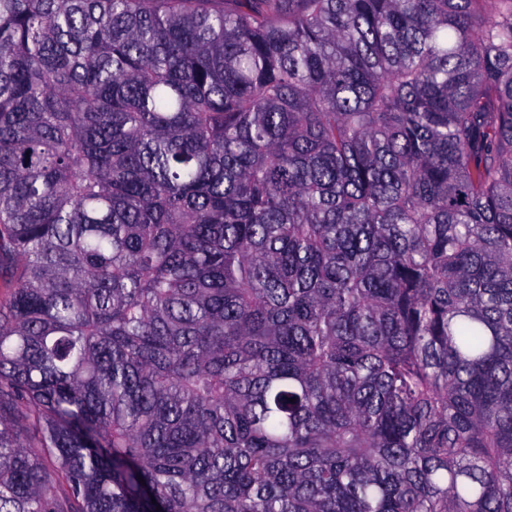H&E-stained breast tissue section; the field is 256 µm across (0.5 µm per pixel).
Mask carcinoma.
I'll list each match as a JSON object with an SVG mask.
<instances>
[{"label":"carcinoma","instance_id":"cac0c4a2","mask_svg":"<svg viewBox=\"0 0 512 512\" xmlns=\"http://www.w3.org/2000/svg\"><path fill=\"white\" fill-rule=\"evenodd\" d=\"M5 260L0 512H512V0H0Z\"/></svg>","mask_w":512,"mask_h":512}]
</instances>
